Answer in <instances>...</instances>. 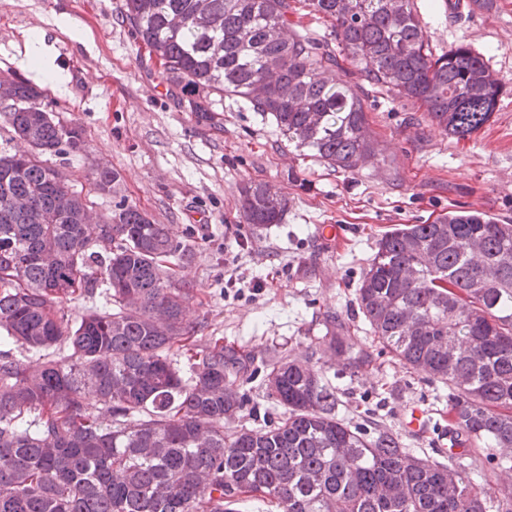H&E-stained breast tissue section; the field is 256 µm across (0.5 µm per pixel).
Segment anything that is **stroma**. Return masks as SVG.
Here are the masks:
<instances>
[{"label": "stroma", "instance_id": "obj_1", "mask_svg": "<svg viewBox=\"0 0 512 512\" xmlns=\"http://www.w3.org/2000/svg\"><path fill=\"white\" fill-rule=\"evenodd\" d=\"M435 54L465 43L506 86L489 122L459 140L432 127L418 102L365 88L370 130L385 157L379 167L336 171L299 155L279 131L243 103L225 100L220 127L198 123L177 104L122 18L123 0H0V76L31 80L19 60L40 30L57 72L43 108L84 130L85 150L49 156L82 192L99 220L126 202L167 225L179 249L180 284L192 288V341L214 336L262 366L272 353L309 357L338 395L337 416L352 426L365 413L415 455L436 459L448 447V388L382 350L363 323L355 289L383 232L451 210L512 221V0H470L464 13L448 0H414ZM118 179L94 188V169ZM253 180L289 199L282 223L253 231L238 213V187ZM339 229L334 238L322 226ZM349 324L351 345L368 357L312 354L328 315ZM428 422L405 425L412 408ZM485 449L465 468L497 497L512 494V470Z\"/></svg>", "mask_w": 512, "mask_h": 512}]
</instances>
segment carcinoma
Wrapping results in <instances>:
<instances>
[{"mask_svg":"<svg viewBox=\"0 0 512 512\" xmlns=\"http://www.w3.org/2000/svg\"><path fill=\"white\" fill-rule=\"evenodd\" d=\"M309 6L338 44L285 35L292 0H125L122 17L198 119L219 126L216 98L235 97L344 172L382 153L341 56L450 136L491 118L504 83L467 45L434 56L413 0ZM42 97L14 82L7 120L32 153H0V512H233L244 496L274 512H490L494 492L461 457L419 458L388 430L347 425L336 390L298 358L265 363L276 420L227 427L245 407L237 377L250 356L213 337L180 375L170 352L189 340L193 289L174 282L177 247L126 203L101 237L84 223L85 198L53 184L43 159L83 151L84 132L47 120ZM116 179L92 173L100 191ZM240 203L255 231L288 210L267 183L245 184ZM81 297L93 304L74 321L64 304ZM356 300L383 348L448 386L456 437L512 447L511 223L459 210L387 231ZM327 335L326 351L366 361L348 328Z\"/></svg>","mask_w":512,"mask_h":512,"instance_id":"1","label":"carcinoma"}]
</instances>
